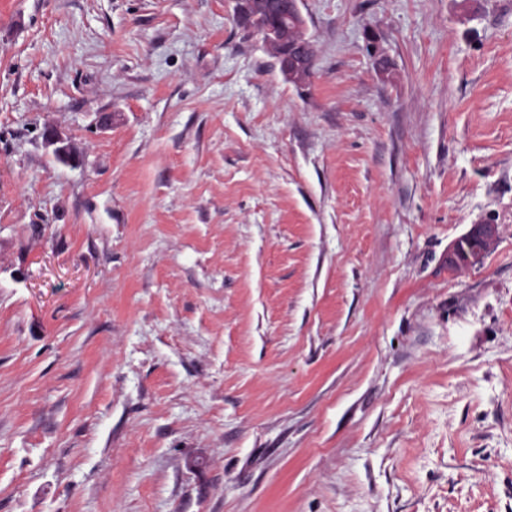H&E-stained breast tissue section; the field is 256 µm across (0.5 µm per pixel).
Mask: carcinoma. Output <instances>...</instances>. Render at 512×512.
I'll list each match as a JSON object with an SVG mask.
<instances>
[{"label": "carcinoma", "mask_w": 512, "mask_h": 512, "mask_svg": "<svg viewBox=\"0 0 512 512\" xmlns=\"http://www.w3.org/2000/svg\"><path fill=\"white\" fill-rule=\"evenodd\" d=\"M240 23L253 31L272 30L281 44H298L303 47L308 75H313L315 53L311 42L302 37V32L290 19L288 0H248L247 8L239 9Z\"/></svg>", "instance_id": "1"}]
</instances>
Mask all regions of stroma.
Here are the masks:
<instances>
[{
	"label": "stroma",
	"instance_id": "35a3bbf8",
	"mask_svg": "<svg viewBox=\"0 0 512 512\" xmlns=\"http://www.w3.org/2000/svg\"><path fill=\"white\" fill-rule=\"evenodd\" d=\"M235 4L0 0V512H512V0ZM289 0H249L247 8H240L238 18L240 23L253 32L260 30L275 31L281 45L298 44L303 47L305 64L309 69V76L314 73L315 53L311 42L303 36L297 26L304 28L306 21L302 13L301 0H291L290 10L298 18L297 25L290 19L288 10ZM255 36L260 40V42L266 47L269 48L273 54L276 56L277 60H279L281 65V71L286 78L293 77L296 72H301L303 64H299L296 60V56L288 47H280L277 46L273 48L271 45V39L269 37V32L255 34ZM466 237L476 238L482 243V247L476 251L469 253H461L459 245L460 239L456 240L451 246L448 247V268L456 269L458 267H474L481 265L485 257L495 247L498 236V224L491 222H479L470 225V228L465 233ZM479 241H467L463 244L466 250H474L480 246Z\"/></svg>",
	"mask_w": 512,
	"mask_h": 512
}]
</instances>
